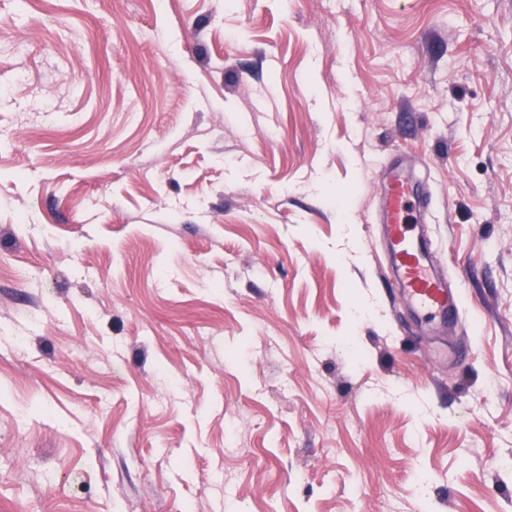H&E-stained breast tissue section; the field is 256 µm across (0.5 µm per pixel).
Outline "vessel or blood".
Segmentation results:
<instances>
[{
  "instance_id": "obj_1",
  "label": "vessel or blood",
  "mask_w": 512,
  "mask_h": 512,
  "mask_svg": "<svg viewBox=\"0 0 512 512\" xmlns=\"http://www.w3.org/2000/svg\"><path fill=\"white\" fill-rule=\"evenodd\" d=\"M422 205L411 178L393 171L384 195L381 222L395 278L420 320L446 322L457 313L459 292L436 273L422 236L414 231Z\"/></svg>"
}]
</instances>
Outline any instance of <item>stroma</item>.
Returning a JSON list of instances; mask_svg holds the SVG:
<instances>
[{"label": "stroma", "mask_w": 512, "mask_h": 512, "mask_svg": "<svg viewBox=\"0 0 512 512\" xmlns=\"http://www.w3.org/2000/svg\"><path fill=\"white\" fill-rule=\"evenodd\" d=\"M0 512H512V0H0ZM423 205L422 197L407 175L398 169L385 191L381 224L391 250V264L398 288L421 321L446 322L457 313L459 292L435 271L426 244L414 232L413 222Z\"/></svg>", "instance_id": "35a3bbf8"}]
</instances>
